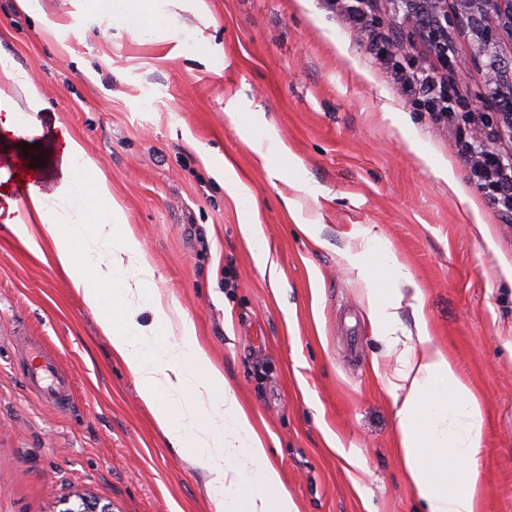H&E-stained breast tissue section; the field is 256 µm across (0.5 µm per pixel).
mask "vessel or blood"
<instances>
[{
	"instance_id": "vessel-or-blood-1",
	"label": "vessel or blood",
	"mask_w": 512,
	"mask_h": 512,
	"mask_svg": "<svg viewBox=\"0 0 512 512\" xmlns=\"http://www.w3.org/2000/svg\"><path fill=\"white\" fill-rule=\"evenodd\" d=\"M21 355L26 363L29 391L60 410H68L73 403L70 379L55 357L26 337L21 340Z\"/></svg>"
}]
</instances>
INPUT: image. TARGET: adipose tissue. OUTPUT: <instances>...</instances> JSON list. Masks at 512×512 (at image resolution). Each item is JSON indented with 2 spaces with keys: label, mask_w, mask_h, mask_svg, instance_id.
<instances>
[{
  "label": "adipose tissue",
  "mask_w": 512,
  "mask_h": 512,
  "mask_svg": "<svg viewBox=\"0 0 512 512\" xmlns=\"http://www.w3.org/2000/svg\"><path fill=\"white\" fill-rule=\"evenodd\" d=\"M90 14L134 30L162 32L169 15L156 0H82ZM47 102L29 72L0 51V112L4 127L33 138L36 113ZM51 191L30 186L23 203L0 207V221L35 256L50 252L71 288L93 310L111 302L100 322L112 353L132 375L140 400L171 447L199 459L213 489L214 512H298L280 472L268 459L269 442L198 342L188 321L154 288V269L84 141L70 135ZM343 259L364 283L376 338L403 345L391 394L397 408L399 455L425 512H480L483 484L478 456L482 404L455 362L435 344L422 312L423 293L394 251L367 236ZM414 309L413 330H400L403 300ZM235 471L243 489L226 486Z\"/></svg>",
  "instance_id": "ef3b65f1"
}]
</instances>
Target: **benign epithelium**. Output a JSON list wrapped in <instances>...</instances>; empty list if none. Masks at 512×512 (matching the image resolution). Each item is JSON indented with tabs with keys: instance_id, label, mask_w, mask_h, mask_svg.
I'll list each match as a JSON object with an SVG mask.
<instances>
[{
	"instance_id": "7a95c632",
	"label": "benign epithelium",
	"mask_w": 512,
	"mask_h": 512,
	"mask_svg": "<svg viewBox=\"0 0 512 512\" xmlns=\"http://www.w3.org/2000/svg\"><path fill=\"white\" fill-rule=\"evenodd\" d=\"M462 8L448 15V0H427L422 11L409 16V23L419 31L433 54L452 68L484 64L483 95L497 104V133L512 140V78L507 76L498 53L503 38L512 41V0H460ZM467 28L477 37V48L470 57L449 54L450 29ZM60 512H112V503L78 494L76 503L65 499Z\"/></svg>"
}]
</instances>
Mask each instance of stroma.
Returning <instances> with one entry per match:
<instances>
[{
  "mask_svg": "<svg viewBox=\"0 0 512 512\" xmlns=\"http://www.w3.org/2000/svg\"><path fill=\"white\" fill-rule=\"evenodd\" d=\"M158 0L162 34L87 13L81 0H0V51L48 100L31 166L0 131V193L50 185L65 134L82 138L149 254L157 289L252 410L299 512H422L398 455L390 393L401 347L378 341L364 284L341 257L376 234L424 294L437 345L482 401L481 512H512V223L466 174V131L438 128L372 61L327 0ZM398 61L473 99L484 75L447 70L401 0H376ZM279 136L261 157L230 99ZM231 164L218 179L207 156ZM452 169V192L439 177ZM247 194H240L239 186ZM260 225L267 265L241 227ZM311 224L314 235L301 227ZM94 311L0 223V512H59L87 493L113 512H212L199 460L170 448L112 355ZM71 379L73 407L29 392L17 336Z\"/></svg>",
  "mask_w": 512,
  "mask_h": 512,
  "instance_id": "1",
  "label": "stroma"
}]
</instances>
